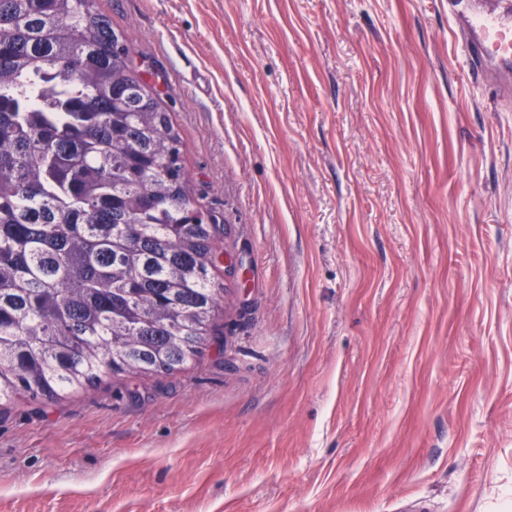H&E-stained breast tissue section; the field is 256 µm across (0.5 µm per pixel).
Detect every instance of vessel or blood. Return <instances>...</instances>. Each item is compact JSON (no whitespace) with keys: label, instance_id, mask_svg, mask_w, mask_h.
<instances>
[{"label":"vessel or blood","instance_id":"b4317fda","mask_svg":"<svg viewBox=\"0 0 512 512\" xmlns=\"http://www.w3.org/2000/svg\"><path fill=\"white\" fill-rule=\"evenodd\" d=\"M457 16L468 22L465 53L474 77H481L491 64L512 71V21L494 17L471 22L462 9L458 10Z\"/></svg>","mask_w":512,"mask_h":512}]
</instances>
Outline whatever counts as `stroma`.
Masks as SVG:
<instances>
[{
	"label": "stroma",
	"mask_w": 512,
	"mask_h": 512,
	"mask_svg": "<svg viewBox=\"0 0 512 512\" xmlns=\"http://www.w3.org/2000/svg\"><path fill=\"white\" fill-rule=\"evenodd\" d=\"M223 274L170 375L0 401V512H512V99L448 0H98Z\"/></svg>",
	"instance_id": "1"
}]
</instances>
